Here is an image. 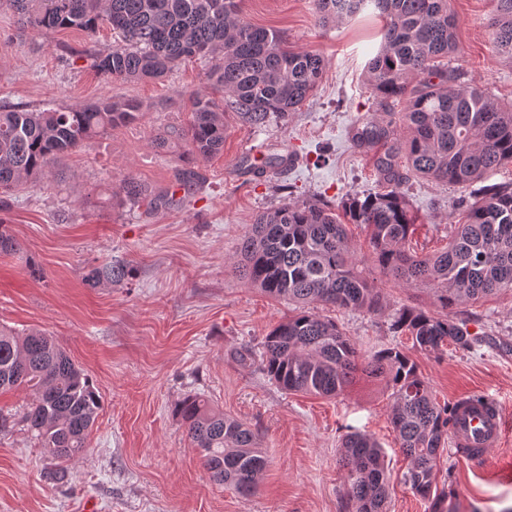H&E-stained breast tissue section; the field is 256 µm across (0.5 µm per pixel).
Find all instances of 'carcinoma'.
<instances>
[{
  "label": "carcinoma",
  "mask_w": 512,
  "mask_h": 512,
  "mask_svg": "<svg viewBox=\"0 0 512 512\" xmlns=\"http://www.w3.org/2000/svg\"><path fill=\"white\" fill-rule=\"evenodd\" d=\"M37 30L77 29L93 39L104 27L121 37L112 51L91 53L100 74L134 82L160 79L181 63L221 56L210 73L224 93L191 97L193 119L154 136L159 150L173 139L209 157L224 149V113L232 111L254 127L295 112L312 94L325 69L324 58L288 48L275 30L239 19L238 0H6ZM491 41L512 58V0H494ZM366 11L385 21L380 46L366 74L375 96L403 104L401 132L369 117L353 139L373 160L381 188L351 193L338 215L315 203L285 202L257 214L241 239L238 276L276 299L302 305L265 337L261 369L291 393L334 398L357 373L380 378L392 390L391 425L408 460L400 480L430 502V512H456L451 494L438 490L435 469L448 445L452 406L435 402L429 383L397 347L361 359L356 344L336 322L317 312L331 306L374 312L380 289L354 257L346 225L369 229L371 258L379 272L406 287H424L435 310L405 306L391 327L409 336L412 347L439 354L452 343L474 346L466 321L450 316L457 306L501 291H512V185L494 187L468 209L447 247L419 255L406 248L414 218L401 190L409 170L437 183L466 186L512 164V105H504L457 70L441 64L458 51L457 19L449 0H317L320 24L342 22ZM140 105L105 99L81 110L47 103L38 109L0 108V193L9 194L44 174L58 159L99 132L133 122ZM185 191L196 186L192 167L177 170ZM124 204L156 210L174 205L132 177L119 186ZM127 275L121 264L90 268L83 276L96 288ZM29 392L24 427L39 437L48 456L64 462L80 456L101 408L88 374L41 331L19 336L0 326V392ZM211 478L243 496L256 488L268 461L249 425L186 397L175 409ZM347 512H387L391 473L381 444L354 430L341 442Z\"/></svg>",
  "instance_id": "carcinoma-1"
}]
</instances>
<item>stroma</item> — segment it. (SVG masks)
I'll return each instance as SVG.
<instances>
[{
	"label": "stroma",
	"instance_id": "stroma-1",
	"mask_svg": "<svg viewBox=\"0 0 512 512\" xmlns=\"http://www.w3.org/2000/svg\"><path fill=\"white\" fill-rule=\"evenodd\" d=\"M458 18L454 65L503 104H512V61L499 57L488 21L494 0H450ZM243 22L279 31L288 46L322 55L323 76L299 110L256 128L226 113L222 154L190 157L199 182L184 202L147 212L118 205L114 194L132 177L158 191L175 188L188 146L156 150L160 130L187 127L190 97L208 90L211 62L184 63L158 81L108 80L90 66L89 52L112 50L79 30L19 32L16 15L0 5V105L36 109L54 101L69 109L112 98L134 100V122L112 128L51 165L45 175L7 196L0 224L16 242L0 252V325L23 334L46 331L82 367L102 396L86 451L67 462L59 484L52 462L22 425L0 433V512H344L340 445L349 428L373 434L393 474L388 512H429L427 501L399 479L407 461L390 424L392 398L384 381L357 375L338 397L289 393L256 363L265 336L295 315L294 304L251 287L233 270L242 236L254 217L285 202L339 210L346 194L376 189L373 158L352 140L360 118L397 121L365 77L381 40L383 20L364 14L324 27L315 0H240ZM261 146L254 177L243 154ZM296 154L273 168L276 154ZM188 156V155H187ZM512 184V165L467 187L408 175L402 189L416 215L410 249L434 253L463 223L471 203L490 186ZM126 265L115 283L91 288L88 268ZM376 284L383 307L359 312L333 307V319L362 356L396 347L407 352L438 403L485 392L505 416L506 434L479 464L444 450L437 486L452 489L458 512H512V292L461 305L476 339L472 350L447 346L437 355L414 350L391 332L405 306L432 309L428 290ZM189 396L206 400L260 435L268 458L247 498L210 478L174 412Z\"/></svg>",
	"mask_w": 512,
	"mask_h": 512
}]
</instances>
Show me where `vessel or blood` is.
Listing matches in <instances>:
<instances>
[{"label": "vessel or blood", "instance_id": "vessel-or-blood-1", "mask_svg": "<svg viewBox=\"0 0 512 512\" xmlns=\"http://www.w3.org/2000/svg\"><path fill=\"white\" fill-rule=\"evenodd\" d=\"M453 407L449 437L460 458L484 459L492 448L501 444L505 421L488 394L475 393L458 398Z\"/></svg>", "mask_w": 512, "mask_h": 512}]
</instances>
